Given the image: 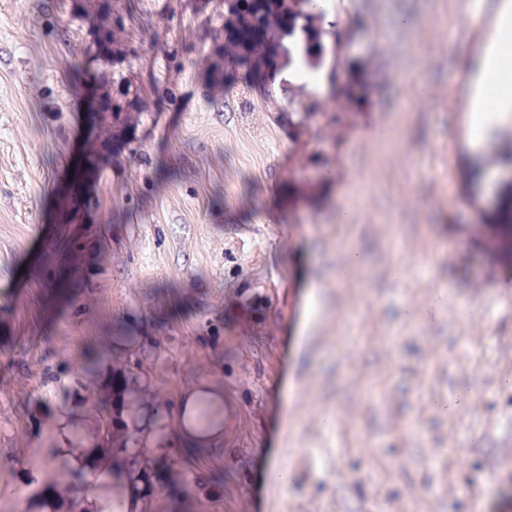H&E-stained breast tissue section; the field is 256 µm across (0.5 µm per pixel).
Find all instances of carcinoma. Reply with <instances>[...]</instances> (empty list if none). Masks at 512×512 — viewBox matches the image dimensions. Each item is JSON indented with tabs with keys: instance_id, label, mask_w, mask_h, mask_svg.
<instances>
[{
	"instance_id": "cac0c4a2",
	"label": "carcinoma",
	"mask_w": 512,
	"mask_h": 512,
	"mask_svg": "<svg viewBox=\"0 0 512 512\" xmlns=\"http://www.w3.org/2000/svg\"><path fill=\"white\" fill-rule=\"evenodd\" d=\"M306 4L308 0H234L232 7L238 10L239 33L224 42L223 63L238 67L245 55L261 60L270 46H281L285 41L292 49L298 34L302 37L304 54L320 55L323 50L321 34L313 25L314 14L304 8ZM493 216L503 225L504 232L512 236V205H496ZM82 372L100 378V398L106 404L112 402L113 389L121 391L122 405L129 411L130 419H135L138 395L129 387V370L113 369L103 374L99 371V362L90 360L82 367ZM95 440L98 446L87 452V469L73 472L67 465H61L60 478L39 489L38 495L66 501L72 507L83 502L79 495L87 494L103 477L105 459L120 463V473L112 474V487L121 493L137 491L142 502L138 512H155L151 503L153 491L139 486L142 478L154 477L162 471L167 475V482L174 486L186 488L193 484L189 472L179 465L173 449L143 447L129 423L123 420L121 425H114L111 412L107 410L100 419Z\"/></svg>"
}]
</instances>
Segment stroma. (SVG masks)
<instances>
[{
  "label": "stroma",
  "mask_w": 512,
  "mask_h": 512,
  "mask_svg": "<svg viewBox=\"0 0 512 512\" xmlns=\"http://www.w3.org/2000/svg\"><path fill=\"white\" fill-rule=\"evenodd\" d=\"M485 2L319 0L324 89L284 58L260 93L211 67L225 0H112L116 64L92 0H0V510L50 512L36 452L93 444L97 355L198 477L162 512H512V241L464 120ZM77 62L136 90L131 125L91 119ZM206 377L236 447L169 425ZM112 0H96L94 1L95 8L94 13L98 16L108 17V24L106 21L101 19L99 23L105 28H99L95 23L94 29L96 31V39L93 45V55L95 57H101L112 51V29L115 31L119 26V20L112 18Z\"/></svg>",
  "instance_id": "1"
}]
</instances>
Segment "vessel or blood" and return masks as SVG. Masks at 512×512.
<instances>
[{
  "instance_id": "1",
  "label": "vessel or blood",
  "mask_w": 512,
  "mask_h": 512,
  "mask_svg": "<svg viewBox=\"0 0 512 512\" xmlns=\"http://www.w3.org/2000/svg\"><path fill=\"white\" fill-rule=\"evenodd\" d=\"M241 418V404L230 387L206 378L180 392L170 424L192 442L227 444Z\"/></svg>"
}]
</instances>
